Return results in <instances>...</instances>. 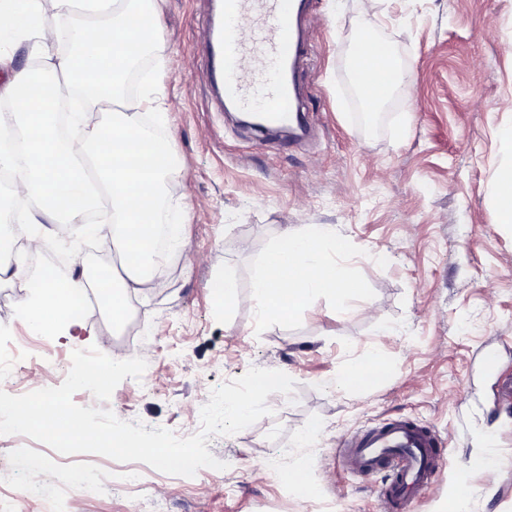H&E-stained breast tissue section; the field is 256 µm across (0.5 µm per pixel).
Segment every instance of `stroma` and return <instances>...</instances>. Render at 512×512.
I'll return each instance as SVG.
<instances>
[{
  "label": "stroma",
  "instance_id": "35a3bbf8",
  "mask_svg": "<svg viewBox=\"0 0 512 512\" xmlns=\"http://www.w3.org/2000/svg\"><path fill=\"white\" fill-rule=\"evenodd\" d=\"M162 43L137 65L124 100L156 120L163 92L178 110L158 129L190 175V196L170 190L163 207L179 223L183 252L168 273L130 302L142 317L133 351L121 350L96 298L78 336L44 337L56 355L97 347L116 360H146L142 380L125 379L107 407L120 420L188 437L214 386L249 368L279 370L293 396H268L270 416L229 436L211 437L226 469L173 476L144 463L152 487L143 502L124 486L128 464L97 454L63 455L20 434L0 435V489L59 485L74 470L95 477L98 495L70 490L73 512H381L388 473L350 472L341 442L390 418L414 419L445 442L446 464L416 493L414 512H446L461 487L468 512H512V405L499 399L512 381V224L498 215L499 172L512 163V0H379L363 20L359 0H309L308 52L298 81L313 124L303 141L259 139L220 107L201 59L210 0H164ZM384 43L398 78L374 124L356 110L348 67L360 39ZM335 226V261L354 281L352 310L319 296L292 321L261 316L253 277L283 233ZM83 238L52 239L65 275L116 264L107 225ZM0 283V339L28 334L24 318L39 268ZM228 283L229 309L212 286ZM371 304L370 316L357 307ZM380 368L350 386L342 375L364 351ZM320 432L301 440L309 424ZM499 453L496 481L472 462L489 441ZM304 472L307 493L282 482Z\"/></svg>",
  "mask_w": 512,
  "mask_h": 512
}]
</instances>
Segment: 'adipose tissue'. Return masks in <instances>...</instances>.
Returning <instances> with one entry per match:
<instances>
[{"label": "adipose tissue", "instance_id": "obj_1", "mask_svg": "<svg viewBox=\"0 0 512 512\" xmlns=\"http://www.w3.org/2000/svg\"><path fill=\"white\" fill-rule=\"evenodd\" d=\"M60 12L91 5L100 22L69 30L49 19L42 0H0V170L13 174L16 224H62L73 233L93 221L110 224L119 267H102L79 279L44 268L26 304L33 332L80 325L87 288L112 312L113 328L127 319L133 295L160 279L165 256L156 249L160 204L170 185L185 186L168 140L145 130L135 107L120 105L123 79L145 48L158 45L133 23L159 21L162 0H57ZM64 54H57L58 46ZM40 60L38 68L13 69L18 49ZM69 87L79 100L73 133L62 137L56 102ZM341 244L331 225L283 234L266 253L252 285L260 313L285 321L321 295L339 311L350 309L353 283L330 254Z\"/></svg>", "mask_w": 512, "mask_h": 512}]
</instances>
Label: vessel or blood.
Here are the masks:
<instances>
[{
    "mask_svg": "<svg viewBox=\"0 0 512 512\" xmlns=\"http://www.w3.org/2000/svg\"><path fill=\"white\" fill-rule=\"evenodd\" d=\"M305 0H219L209 21L206 61L223 100L254 116L258 133H295L307 124L296 68L305 55L301 35ZM352 82L365 120H373L382 86L381 70L352 66ZM428 427L391 419L355 436L346 458L356 473L391 471L384 496L389 512H411L414 488L428 484L444 461Z\"/></svg>",
    "mask_w": 512,
    "mask_h": 512,
    "instance_id": "obj_1",
    "label": "vessel or blood"
}]
</instances>
